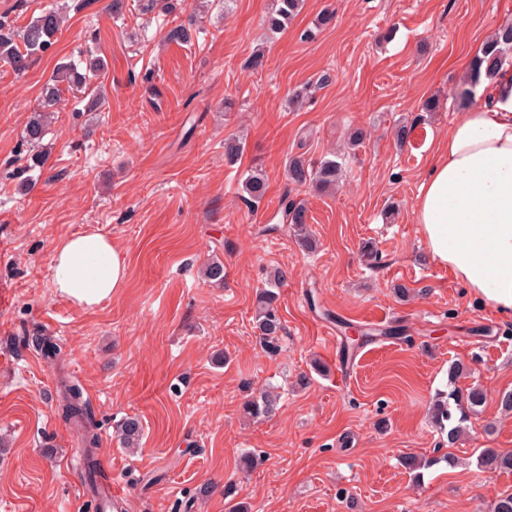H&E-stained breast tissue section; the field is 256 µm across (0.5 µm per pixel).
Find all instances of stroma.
Listing matches in <instances>:
<instances>
[{
    "mask_svg": "<svg viewBox=\"0 0 512 512\" xmlns=\"http://www.w3.org/2000/svg\"><path fill=\"white\" fill-rule=\"evenodd\" d=\"M111 2L0 0L18 29L51 7L67 18L24 76L0 62V512H84L80 437L59 414L63 375L83 388L100 468L126 512H492L512 473L480 471L477 455L512 449V414L499 406L512 391V317L430 259L414 207L458 112L483 102L456 91L472 49L512 22V0H303L274 35L264 26L274 0H182L171 16L123 0L119 19ZM326 11L334 21L316 28ZM175 21L191 43L164 41ZM85 46L108 63L90 79L107 102L91 110L65 96L47 161L21 191L23 129L56 65ZM260 51L264 66L251 68ZM431 97L439 111L423 112ZM403 123L414 130L401 143ZM230 137L244 143L233 162ZM297 156L338 157L342 186L290 183ZM256 170L267 192L250 210L243 181ZM286 195L308 210L313 253L270 230ZM86 229L128 265L124 287L93 309L57 294L50 276L55 244ZM368 243L379 265L365 259ZM213 260L223 282L204 275ZM276 270L284 330L271 356L253 318ZM375 315L403 335L362 345L338 380L332 327ZM37 329L60 344L56 362L29 346ZM456 361L469 366L460 387L480 385L486 401L452 445L428 407ZM269 384L278 411L252 422L242 405ZM133 415L144 426L135 454L115 438ZM246 450L261 457L248 473ZM408 455L433 465L406 470ZM203 486L209 496L196 498Z\"/></svg>",
    "mask_w": 512,
    "mask_h": 512,
    "instance_id": "1",
    "label": "stroma"
}]
</instances>
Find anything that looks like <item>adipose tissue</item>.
Returning <instances> with one entry per match:
<instances>
[{"instance_id":"1","label":"adipose tissue","mask_w":512,"mask_h":512,"mask_svg":"<svg viewBox=\"0 0 512 512\" xmlns=\"http://www.w3.org/2000/svg\"><path fill=\"white\" fill-rule=\"evenodd\" d=\"M486 102L459 113L448 148L432 162L415 204V222L432 260L484 305L512 316V69L484 82ZM56 291L91 309L111 299L127 261L111 238L82 231L56 244Z\"/></svg>"}]
</instances>
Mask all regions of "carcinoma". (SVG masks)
<instances>
[{"label":"carcinoma","mask_w":512,"mask_h":512,"mask_svg":"<svg viewBox=\"0 0 512 512\" xmlns=\"http://www.w3.org/2000/svg\"><path fill=\"white\" fill-rule=\"evenodd\" d=\"M303 0H276L275 9L266 18L267 30L275 34L283 30L288 22L297 15ZM63 17L59 8L42 11L23 29L16 30L6 16H0V60L8 63L18 73L27 70L36 58L50 50L62 31ZM164 40L170 43L187 44L191 42L189 29L182 23L175 24L165 31ZM85 65V71H80V65ZM512 64V23L500 26L494 35L485 42L481 54L477 55L470 64L468 79L458 89L462 100L472 98L473 87L481 81L482 76H492ZM105 70L102 59L92 48L83 51V58L78 62H66L57 66L51 78L44 84L41 92V110L33 113L22 133V144L40 147L47 133V110L57 106L64 92L82 93L91 96L94 104H99L104 98L101 88L93 89L89 85V74ZM342 165L335 159L326 158L317 165H311L305 160L295 157L288 166V180L294 184L310 183L318 189L334 188L341 178ZM247 197L245 204L254 207L261 202L267 190L265 177L253 172L244 181ZM283 212L286 218L287 231L293 233L301 247L307 252L317 249V241L307 225V211L303 203L289 197L283 198ZM283 274L274 272L269 287L259 295L255 311V325L259 331V341L262 349L275 355L280 351V333L283 330L282 321L275 306L276 295L272 288L280 284ZM32 345L41 352L42 356L55 361L61 349L50 337L41 333L31 336ZM467 374V368L461 363L450 366L448 372V393L435 398L431 414L435 425L441 430H447L448 444H455L466 432L467 422L471 414L478 411L486 400V394L478 386L461 389L457 381ZM63 404L61 417L64 421L80 432L83 450L80 463L89 478L90 483H96L98 434L94 425L89 421L87 402L79 384L66 379L61 380ZM243 409L256 419H270L278 410L277 396L264 388L258 394L244 402ZM118 437L125 448L139 447L143 427L137 417H127L118 426ZM478 464L485 470L512 471V450L484 448L480 451Z\"/></svg>","instance_id":"1"}]
</instances>
